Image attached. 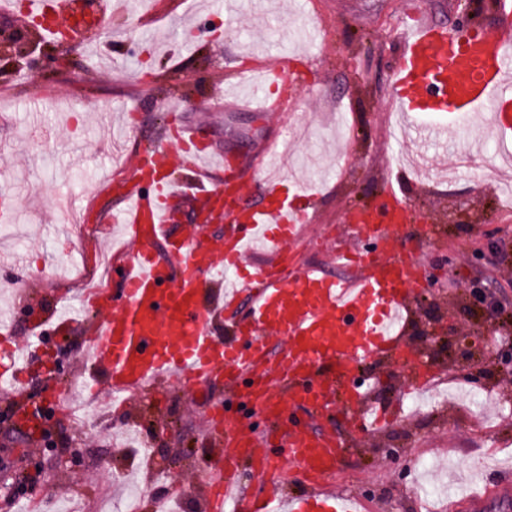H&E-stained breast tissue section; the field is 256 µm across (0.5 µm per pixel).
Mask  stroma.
Wrapping results in <instances>:
<instances>
[{
  "mask_svg": "<svg viewBox=\"0 0 512 512\" xmlns=\"http://www.w3.org/2000/svg\"><path fill=\"white\" fill-rule=\"evenodd\" d=\"M428 17L487 32L512 26V14L493 0H422ZM406 0H238L225 18L223 0H126L111 38L95 33L67 48L46 42L29 24L0 15L39 49L32 64L14 71L0 56V190L12 196L13 224H0V311L13 310L11 334L26 343L33 309L76 311L89 281L98 279L102 253L111 251L107 215L121 203L108 182L122 168L108 155L113 138L133 155L161 137L170 121L208 124L212 144L236 170L258 180L266 151L292 149L296 166H322L305 186L314 213L298 252L320 264L327 243L321 230L342 233L350 205H381L393 181L413 215L402 233L406 250L421 252L427 282L411 304L406 342L444 371L434 409L412 412L404 395L405 372L392 363L370 365L380 374L376 397L399 404L394 425L362 439L322 488L357 496L364 512H426L415 489L414 465L455 483L452 512H466V496L512 485V325L497 327L495 346L481 334L488 319L470 292L486 288L500 314H512V282L498 271L512 267V192L507 171L485 135L489 106L466 115V134L454 139L412 135L410 145L389 136L402 120L391 101L402 30L414 26ZM201 41L200 50L188 48ZM60 56L63 67L45 59ZM290 57L289 90L300 96L290 112H266L240 85L252 64L276 65ZM85 327L60 332L48 325L47 365H34L26 393L41 400L62 390L67 378L85 379L81 356ZM487 391L475 410L466 390ZM90 419L80 424L58 414L49 439L0 429V512H54L84 499L100 512L98 498L113 501L123 473L134 475L149 500L170 492L184 498L183 512H206L196 463L213 448L201 433L211 409H233L238 398L216 383L204 392L171 386L133 396L128 405L83 395ZM143 436L167 473L157 481L143 458L116 453L128 438ZM24 491L22 500L4 489Z\"/></svg>",
  "mask_w": 512,
  "mask_h": 512,
  "instance_id": "obj_1",
  "label": "stroma"
}]
</instances>
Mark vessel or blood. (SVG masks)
<instances>
[{
	"mask_svg": "<svg viewBox=\"0 0 512 512\" xmlns=\"http://www.w3.org/2000/svg\"><path fill=\"white\" fill-rule=\"evenodd\" d=\"M122 0H26L25 14L36 20L45 39L63 31L82 35L105 29ZM493 103L499 143L512 142V31L458 29L421 22L403 34V52L394 75L392 104L408 122L423 114L452 119ZM203 127L170 128L149 150L136 156L122 185L124 205L109 216L123 226L135 248L119 265L121 308L88 327L85 351L97 373L92 388L113 395L148 387L179 385L197 389L220 379L248 410L259 411L275 425L273 440L287 448L288 459L314 491L289 499L288 512H355L351 501L319 489L350 448L344 437L297 420L341 404L355 436L365 437L393 423L398 406L368 411L370 375L363 369L385 359L411 367L413 359L397 320L420 290L425 261L405 251L397 234L409 219V205L392 188L378 207L349 212L355 241L333 248L341 274L293 264L289 244L308 223L311 194L287 195L268 181L254 183L260 202L248 201L244 184L233 173L211 176L204 167L211 144ZM189 165L192 176L179 177L176 165ZM193 213L186 233L172 228ZM228 219L239 230L208 236L204 227ZM169 259L160 262L158 247ZM263 251L265 260L254 259ZM74 317L50 307L37 311L31 326L52 323L63 328ZM283 339L271 351L269 337ZM32 361L31 350L0 343V383L22 387ZM207 434L218 456L207 461L199 477L209 512H277L279 465L243 415L209 419ZM250 469L272 490L251 496L242 487L238 465ZM497 506L512 512V487L503 485L484 496L468 498L467 512Z\"/></svg>",
	"mask_w": 512,
	"mask_h": 512,
	"instance_id": "vessel-or-blood-1",
	"label": "vessel or blood"
}]
</instances>
